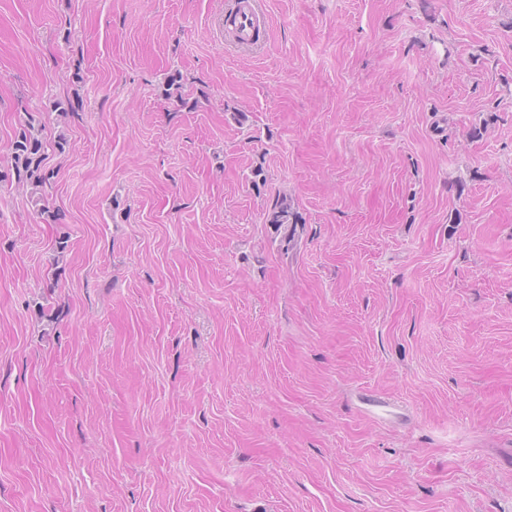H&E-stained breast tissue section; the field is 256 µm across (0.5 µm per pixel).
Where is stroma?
I'll return each mask as SVG.
<instances>
[{
	"mask_svg": "<svg viewBox=\"0 0 512 512\" xmlns=\"http://www.w3.org/2000/svg\"><path fill=\"white\" fill-rule=\"evenodd\" d=\"M234 2L0 0V512H512V0ZM237 26L241 42H250L256 26L263 24V16L257 0H237ZM14 142L13 173H0V182L15 184L18 190H29L30 198L37 205L42 201L43 177L41 174L42 163L45 159L48 146L59 152L65 151L70 143L64 134H59L57 140L50 144L42 137L41 128H35L32 119L28 118L19 124L16 130ZM301 218L297 211L294 210L288 198L277 197L273 200L266 216L268 224L287 225L300 223Z\"/></svg>",
	"mask_w": 512,
	"mask_h": 512,
	"instance_id": "obj_1",
	"label": "stroma"
}]
</instances>
